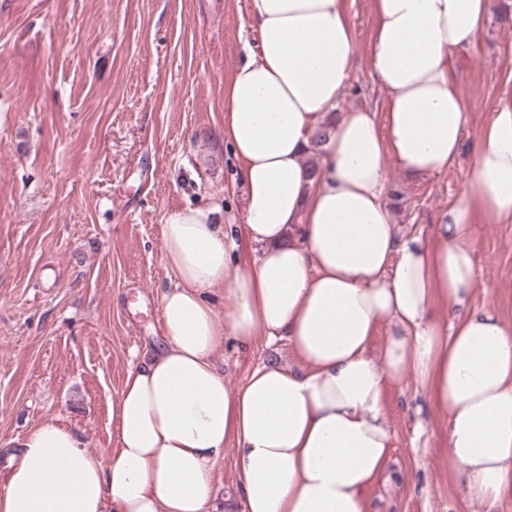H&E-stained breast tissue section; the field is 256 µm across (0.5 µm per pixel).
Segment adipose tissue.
Masks as SVG:
<instances>
[{"label": "adipose tissue", "mask_w": 512, "mask_h": 512, "mask_svg": "<svg viewBox=\"0 0 512 512\" xmlns=\"http://www.w3.org/2000/svg\"><path fill=\"white\" fill-rule=\"evenodd\" d=\"M374 3L381 117L337 109L356 61L340 0H252L257 46L224 86L221 131L241 168V222L224 225L217 205L167 217L163 342L138 351L112 401L116 448L101 464L76 431L40 423L15 441L0 512H207L228 448L240 499L225 512H369L394 442L387 393L409 381L446 423L462 496L484 512L512 501V323L470 306L475 217L512 224V89L435 238L401 233L387 192L389 166L427 178L457 160L467 108L449 62L492 0ZM239 235L254 256L235 264ZM279 338L296 366L263 361L229 389L225 343Z\"/></svg>", "instance_id": "adipose-tissue-1"}]
</instances>
